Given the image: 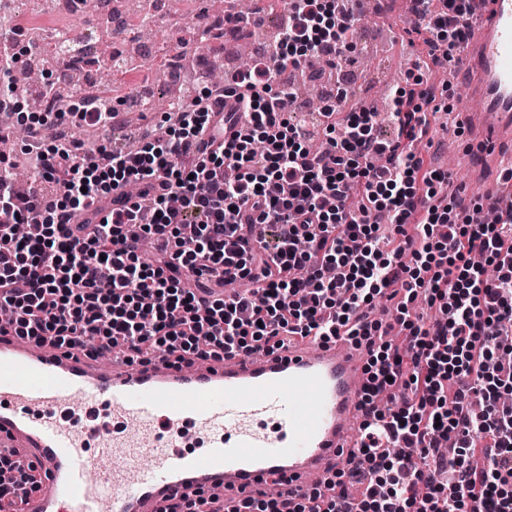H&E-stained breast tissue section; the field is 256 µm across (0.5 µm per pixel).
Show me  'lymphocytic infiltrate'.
Masks as SVG:
<instances>
[{
    "label": "lymphocytic infiltrate",
    "instance_id": "1",
    "mask_svg": "<svg viewBox=\"0 0 512 512\" xmlns=\"http://www.w3.org/2000/svg\"><path fill=\"white\" fill-rule=\"evenodd\" d=\"M413 29L449 49L467 37L475 0H412ZM275 53L225 75L163 113L165 135L136 150L46 138L77 124L111 129V101L86 114L48 107L27 129L33 183L17 194L0 156L1 332L51 337L97 356L124 341L129 359L157 350L178 360L269 353L289 339L349 337L368 356L360 407L373 419L361 448L298 501L260 492L234 512H512V212L496 223L457 222L447 173L413 148L439 110L432 93L398 92L397 139L375 137L377 112L328 99L317 123L322 155L294 124L284 83L313 60L341 57L362 14L336 0H287ZM239 123L216 144L210 119ZM99 214L75 223V213ZM41 224L21 240L16 224ZM158 250L145 262L138 247ZM251 289L219 296L218 287ZM387 303L389 320L369 312ZM443 317L425 321L418 303ZM387 396L390 404L376 400ZM0 512H23L34 466L0 454Z\"/></svg>",
    "mask_w": 512,
    "mask_h": 512
}]
</instances>
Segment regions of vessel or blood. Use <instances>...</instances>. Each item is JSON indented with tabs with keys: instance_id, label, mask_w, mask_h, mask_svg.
<instances>
[{
	"instance_id": "1",
	"label": "vessel or blood",
	"mask_w": 512,
	"mask_h": 512,
	"mask_svg": "<svg viewBox=\"0 0 512 512\" xmlns=\"http://www.w3.org/2000/svg\"><path fill=\"white\" fill-rule=\"evenodd\" d=\"M458 70L495 174L512 170V0H477ZM366 353L344 339L275 353L111 364L0 335V451L34 465L25 512H160L197 491L236 499L282 479L283 499L332 478L362 444Z\"/></svg>"
}]
</instances>
